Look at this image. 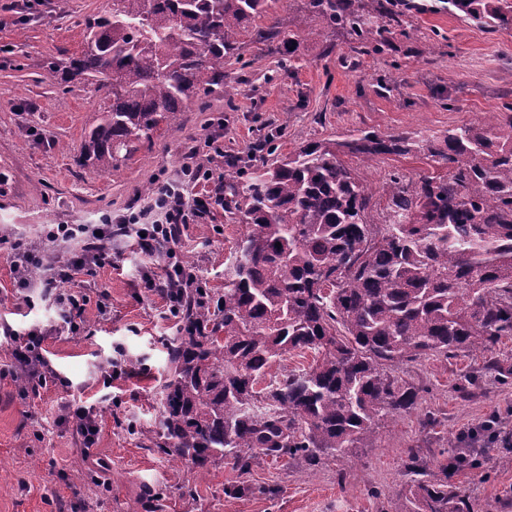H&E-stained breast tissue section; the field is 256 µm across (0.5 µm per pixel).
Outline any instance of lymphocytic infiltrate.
<instances>
[{
  "instance_id": "obj_1",
  "label": "lymphocytic infiltrate",
  "mask_w": 512,
  "mask_h": 512,
  "mask_svg": "<svg viewBox=\"0 0 512 512\" xmlns=\"http://www.w3.org/2000/svg\"><path fill=\"white\" fill-rule=\"evenodd\" d=\"M147 203L116 215L107 214L96 224H46L37 238L1 234L0 249L10 259L16 300L29 302L31 290L55 308L71 334H79L88 312L106 316L110 311L107 294L90 299L80 284L96 277L112 263V244L132 240L139 253L158 260L162 271L143 268L142 288L160 295L171 315L180 313L183 289L191 287L193 273L180 254L184 227L212 214L224 205V179L210 162L181 166L175 178L154 176ZM63 242L69 249L63 260H52L45 243ZM41 330L12 332L11 354L18 370L24 371L32 386H45L49 370L41 353Z\"/></svg>"
}]
</instances>
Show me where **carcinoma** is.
<instances>
[{"label": "carcinoma", "instance_id": "cac0c4a2", "mask_svg": "<svg viewBox=\"0 0 512 512\" xmlns=\"http://www.w3.org/2000/svg\"><path fill=\"white\" fill-rule=\"evenodd\" d=\"M277 0H112L86 24L80 53L52 64L63 83L92 84L103 99L84 158L116 171L200 94L225 89L224 62L248 36L293 56L307 34L262 27ZM413 0H306L310 18L377 55L409 37ZM440 9L491 31L512 27V0H442ZM509 132L486 121L417 139L360 130L311 142L271 164L224 174V212L247 226L224 270V293L190 289L166 346L173 376L161 390V427L147 440L199 469L232 459L302 457L315 467L368 448L375 419L417 405L419 388L397 373L423 356L492 357L512 336V116ZM419 152L444 176L383 186L384 223L369 220L373 193L344 164ZM297 349L316 360L265 381ZM494 424L448 439L452 462L419 466L395 512H471L454 482L470 463L465 443L489 449Z\"/></svg>", "mask_w": 512, "mask_h": 512}]
</instances>
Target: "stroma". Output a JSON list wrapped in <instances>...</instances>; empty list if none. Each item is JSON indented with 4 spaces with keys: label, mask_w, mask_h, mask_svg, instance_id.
Here are the masks:
<instances>
[{
    "label": "stroma",
    "mask_w": 512,
    "mask_h": 512,
    "mask_svg": "<svg viewBox=\"0 0 512 512\" xmlns=\"http://www.w3.org/2000/svg\"><path fill=\"white\" fill-rule=\"evenodd\" d=\"M111 9L112 0H0V228L33 237L44 224H91L122 210L156 174L175 176L218 123L225 158L256 167L359 130L440 136L512 104V30L489 32L444 10L413 11L404 19L408 37L374 57L331 33L289 58L246 46L240 61L224 65L225 90L200 95L152 146L105 174L82 159L99 108L93 86L61 83L48 64L78 53L87 21ZM345 162L373 191L375 224L384 220L381 187L390 174L439 173L420 154ZM244 231L221 210L184 229L180 249L215 291L224 289ZM112 250L117 268L86 288L93 298L107 293L111 312L89 317L78 336L40 297L27 305L14 299L0 250V325L46 332L43 355L54 373L52 383L20 399L7 375L9 340L0 335V512H394L410 481L407 448L444 462L449 435L493 416L512 430V382L483 374L478 353L430 355L404 367L421 389L417 407L377 421L373 447L315 469L284 456L246 472L224 460L197 473L144 438L159 426L158 392L170 376L166 345L177 320L159 296L138 288L145 258L123 242ZM111 359L124 361L127 374L113 378ZM468 378L474 385L464 398L458 388ZM69 404L94 409L93 448L58 423ZM454 480L474 512H512V444L497 443L480 468L458 470ZM241 483L250 487L245 496L226 495Z\"/></svg>",
    "instance_id": "1"
}]
</instances>
